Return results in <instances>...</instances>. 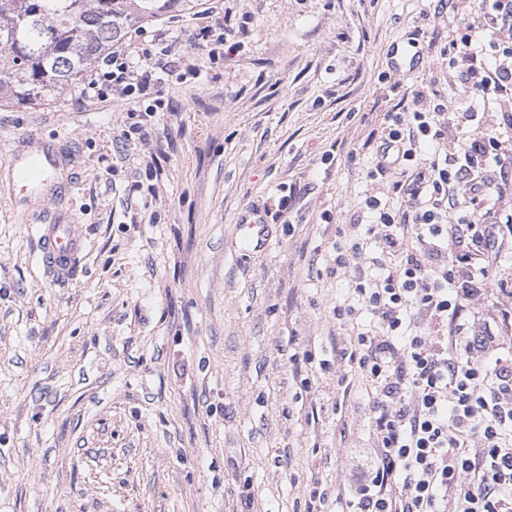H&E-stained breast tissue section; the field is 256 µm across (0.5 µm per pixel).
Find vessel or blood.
<instances>
[{"instance_id":"vessel-or-blood-1","label":"vessel or blood","mask_w":512,"mask_h":512,"mask_svg":"<svg viewBox=\"0 0 512 512\" xmlns=\"http://www.w3.org/2000/svg\"><path fill=\"white\" fill-rule=\"evenodd\" d=\"M60 156L54 148L46 146L31 155L14 154L9 165L16 176L15 185L20 190L40 186L60 166ZM239 242L244 249L262 247L267 226L262 216L244 219L238 225ZM38 242V261L53 278L71 279L85 247L80 225L39 224L35 227Z\"/></svg>"}]
</instances>
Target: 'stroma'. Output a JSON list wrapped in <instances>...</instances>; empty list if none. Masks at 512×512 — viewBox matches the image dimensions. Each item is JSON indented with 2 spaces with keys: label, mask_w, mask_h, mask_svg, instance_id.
Listing matches in <instances>:
<instances>
[{
  "label": "stroma",
  "mask_w": 512,
  "mask_h": 512,
  "mask_svg": "<svg viewBox=\"0 0 512 512\" xmlns=\"http://www.w3.org/2000/svg\"><path fill=\"white\" fill-rule=\"evenodd\" d=\"M248 34L237 56L168 32L182 64L158 83L164 110L134 118L104 89L28 106L0 101V512H339L372 435L367 399L339 352L352 331L334 307L353 279L337 244L378 194L367 135L403 93L438 77L430 55L394 72L393 47L436 0H234ZM67 155L42 199L10 184L14 151ZM358 156L349 164L348 153ZM293 187L290 213L268 212ZM266 210L267 238L237 226ZM37 224L80 225L88 250L59 283L37 261ZM512 242L493 293L469 309L512 311ZM251 220L244 219L238 224L239 242L246 250H259L263 242L266 240L267 224L264 219L257 213Z\"/></svg>",
  "instance_id": "1"
}]
</instances>
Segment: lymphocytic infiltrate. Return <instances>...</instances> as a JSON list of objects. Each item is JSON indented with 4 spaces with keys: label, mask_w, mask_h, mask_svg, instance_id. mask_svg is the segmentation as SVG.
<instances>
[{
    "label": "lymphocytic infiltrate",
    "mask_w": 512,
    "mask_h": 512,
    "mask_svg": "<svg viewBox=\"0 0 512 512\" xmlns=\"http://www.w3.org/2000/svg\"><path fill=\"white\" fill-rule=\"evenodd\" d=\"M453 72L463 104L432 84L411 95V115L390 112L371 177L390 180L393 207L366 198L378 255L335 307L367 312L341 360L366 383L373 445L346 507L357 512H512V355H498L491 325L466 316L486 295L500 253L499 202L512 195V0H481L475 17L428 43ZM150 56L115 49L83 80L121 98L153 87ZM432 144V153L420 152ZM457 240L449 251V240Z\"/></svg>",
    "instance_id": "lymphocytic-infiltrate-1"
}]
</instances>
